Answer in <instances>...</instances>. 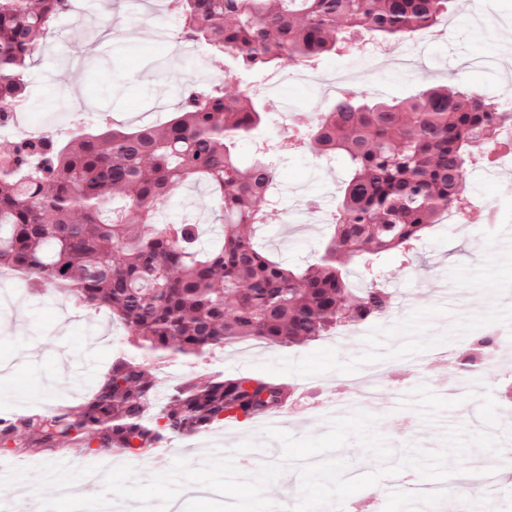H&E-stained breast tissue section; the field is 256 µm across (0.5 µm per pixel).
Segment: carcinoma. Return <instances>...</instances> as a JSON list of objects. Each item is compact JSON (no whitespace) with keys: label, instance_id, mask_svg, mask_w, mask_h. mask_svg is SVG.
<instances>
[{"label":"carcinoma","instance_id":"cac0c4a2","mask_svg":"<svg viewBox=\"0 0 512 512\" xmlns=\"http://www.w3.org/2000/svg\"><path fill=\"white\" fill-rule=\"evenodd\" d=\"M450 0H173L180 38L248 76L284 62L308 65L386 44L435 25ZM70 0H0V113L26 98L28 71ZM266 111L252 85L190 83L162 126L96 123L64 137L21 139L0 156V271L51 286L79 306L105 307L123 324L119 349L75 407L0 417V453L36 457L75 445L141 457L283 408L290 383L259 374L188 379L155 403L149 359H198L241 341L292 347L388 315L376 279L356 287L350 268L377 271L408 254L444 213L464 207L472 159L500 143L512 106L467 88L435 86L401 102L336 99L310 126L314 154L341 159L333 234L319 261L290 269L255 244L279 156L247 161L240 142ZM204 183L224 235L201 245L200 227L160 224L177 188ZM492 349L488 331L466 339V370Z\"/></svg>","mask_w":512,"mask_h":512}]
</instances>
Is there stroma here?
<instances>
[{"instance_id": "stroma-1", "label": "stroma", "mask_w": 512, "mask_h": 512, "mask_svg": "<svg viewBox=\"0 0 512 512\" xmlns=\"http://www.w3.org/2000/svg\"><path fill=\"white\" fill-rule=\"evenodd\" d=\"M178 30L179 19L166 0H71L31 71L25 111L13 127L0 128V153L19 135L44 129L63 134L80 118L93 122L104 117L128 127L165 122L189 78L219 80L229 89L241 84V76L225 70L222 58L196 45L183 52ZM426 55L423 71L390 59L373 62L367 53L357 52L323 58L308 80L288 64L257 77L267 117L254 137L243 140L242 154L251 153L256 142L278 137L282 108L317 113L331 105L335 97L330 86L339 73L348 78L346 91L389 100L406 99L433 83L498 98L512 80V0H451L427 42ZM483 169L480 163L470 167L465 194L493 204L497 223H486L483 212L475 210L468 223L445 220L435 225L411 259L386 257L382 271L396 306L393 315L291 348L246 341L226 347L206 364L171 359L157 372L160 389L221 371L261 374L296 385L311 382L326 394L361 373L362 362L349 356V348L380 333L389 338L380 357L389 374L412 390L422 385L447 389L452 375L447 366L425 361L429 350L458 347L489 319L512 330V254L502 247L505 231L512 228V192L505 188L512 169L494 181L485 180ZM339 177L337 169L322 166L308 151L284 156L281 202L269 209L256 232L266 250L292 268L315 263L330 225L315 219L309 207L316 202L325 212L335 211ZM161 219L194 221L209 239L220 231L209 191L201 185L174 194ZM4 295L9 302H0V414L81 403L108 369L122 326L108 311L91 313L62 294L30 293L25 280L12 273L0 275V298ZM508 386L512 360L496 361L477 381L478 392L495 397L502 420H512V400L500 396ZM371 387L377 397L363 409L375 416L373 430L386 438L392 455L417 446L440 448L454 427L482 428L476 401L426 421L395 406L387 376L372 379ZM232 445L246 460L240 471L247 476L258 470L252 454L283 452L282 442L265 435L257 421L240 425ZM48 461L42 455L4 463L13 473L14 488L26 495L30 512H38L42 498L59 494L58 487L40 484L39 469Z\"/></svg>"}]
</instances>
